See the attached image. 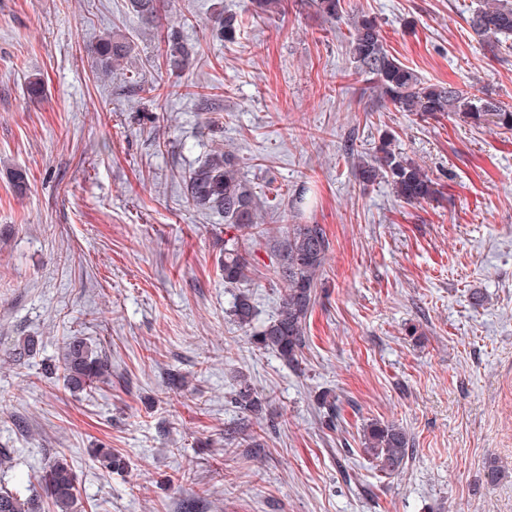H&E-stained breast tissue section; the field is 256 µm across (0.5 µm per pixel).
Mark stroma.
<instances>
[{
	"instance_id": "35a3bbf8",
	"label": "stroma",
	"mask_w": 512,
	"mask_h": 512,
	"mask_svg": "<svg viewBox=\"0 0 512 512\" xmlns=\"http://www.w3.org/2000/svg\"><path fill=\"white\" fill-rule=\"evenodd\" d=\"M481 2L344 0L424 81L512 105V60L467 23ZM283 4L268 19L249 0H173L155 26L128 0H0V488L27 491L64 459L75 512H512V131L377 107L347 26ZM222 10L246 20L237 44L212 32ZM171 25L194 48L182 69L160 42ZM112 31L132 50L105 76ZM33 77L43 98L26 93ZM386 130L438 201L359 182L346 145L370 152ZM217 148L264 203L245 284L257 322L284 293L271 254L292 194L315 190L302 221L331 249L299 368L232 320L224 219L185 200L184 177ZM29 336L37 352L18 357ZM75 336L108 363L87 393L53 372ZM243 377L267 400L259 448L224 438L246 420ZM373 420L412 438L403 471L365 452Z\"/></svg>"
}]
</instances>
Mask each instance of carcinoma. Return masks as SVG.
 I'll return each instance as SVG.
<instances>
[{
  "label": "carcinoma",
  "mask_w": 512,
  "mask_h": 512,
  "mask_svg": "<svg viewBox=\"0 0 512 512\" xmlns=\"http://www.w3.org/2000/svg\"><path fill=\"white\" fill-rule=\"evenodd\" d=\"M131 9L142 19H159L161 0H129ZM313 6L329 19L344 14L342 0H312ZM467 23L477 42L495 55L512 54V0H493L474 8ZM244 27L235 13H220L213 30L220 40L234 44ZM349 56L359 73L371 76L373 93L380 105L387 104L400 112H413L433 117L447 112L473 128L493 125L512 131V107L477 96H464L451 84H431L423 81L411 68L402 64L388 49L377 18L366 14L349 18ZM165 56L177 68L188 64L191 49L175 34L163 40ZM131 51L130 42L119 35H107L100 42V67L107 70L112 63ZM357 175L365 185L386 181L395 196L408 205L435 198L440 190L437 182L416 162L395 148V135H380L372 153L361 159ZM186 203L193 208L224 217V283L239 285L248 279L254 267L251 251L244 241L264 236L259 222L261 201L240 176L235 156L230 151H213L199 161L184 180ZM330 241L320 224H290L288 231L277 240L274 250L276 273L285 288L280 310L275 318L254 326L256 307L249 292L234 295L229 309L238 325L248 332L251 344L276 353L292 367L306 347L307 317L315 301L320 273L324 268ZM106 369L102 359L86 342H68L58 370L64 384L71 390L92 388L94 381ZM233 400L243 412L260 419L265 399L258 396L247 379H241L234 390ZM361 442L365 452L373 457L381 470L395 473L412 459V440L400 426L372 421L364 425ZM46 497L56 512H73L76 504L74 477L70 466L58 461L42 475ZM37 499L18 491L0 490V512H40Z\"/></svg>",
  "instance_id": "1"
}]
</instances>
